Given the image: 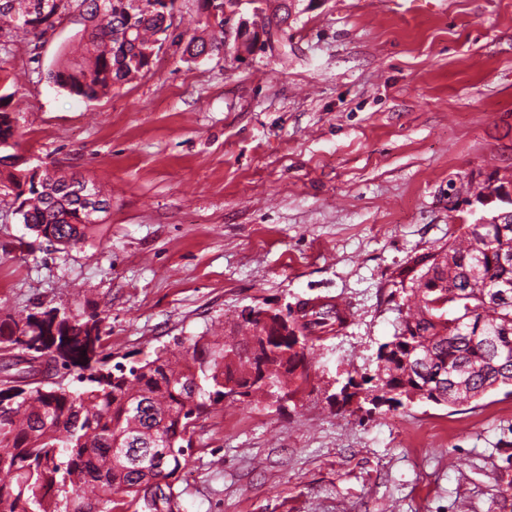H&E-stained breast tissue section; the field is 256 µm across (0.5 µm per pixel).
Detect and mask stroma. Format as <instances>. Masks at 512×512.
Segmentation results:
<instances>
[{
    "label": "stroma",
    "instance_id": "1",
    "mask_svg": "<svg viewBox=\"0 0 512 512\" xmlns=\"http://www.w3.org/2000/svg\"><path fill=\"white\" fill-rule=\"evenodd\" d=\"M184 39L87 100L49 78L81 37L0 26V96L18 152L110 199L71 247L25 228L0 191V320L96 310L108 365L229 333L246 306L332 297L349 326L283 407L199 418L180 512H512V395L367 411L333 398L373 375L399 323L402 270L461 225L506 211L475 196L512 174V0H296L275 51L197 59Z\"/></svg>",
    "mask_w": 512,
    "mask_h": 512
}]
</instances>
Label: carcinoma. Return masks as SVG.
Masks as SVG:
<instances>
[{"mask_svg":"<svg viewBox=\"0 0 512 512\" xmlns=\"http://www.w3.org/2000/svg\"><path fill=\"white\" fill-rule=\"evenodd\" d=\"M0 20L27 33H43L71 7L84 21L80 53L51 73L58 87L89 100L149 69L147 51L168 38L175 0H0ZM199 23L208 38L192 36L190 57L224 46V20L212 25L221 0H196ZM19 132L8 102L0 96V186L15 194V213L51 242L83 241L92 229L78 192L86 182L59 174L45 191L24 181L20 167L7 163ZM498 224H468L453 242L439 248L436 264L422 259L401 272L418 283L392 340L382 344L374 379L391 388L428 383L423 400L448 401L449 371L464 370L468 395L480 399L487 387L512 384V293L496 305L491 292L512 284V211ZM57 309L0 321V349L45 356L43 371L71 372L81 387L27 386V367L8 370L13 385L0 387V512H175L176 483L190 461L194 421L224 398L233 384L252 403L266 381H284L297 395L309 382L307 356L322 334L348 326L339 305L299 304L289 318L293 336H265L260 317L269 312L248 306L237 314L233 346L205 336L192 339L186 354L127 370L99 366L103 319L95 311L56 320ZM156 484L157 493L144 490Z\"/></svg>","mask_w":512,"mask_h":512,"instance_id":"cac0c4a2","label":"carcinoma"}]
</instances>
